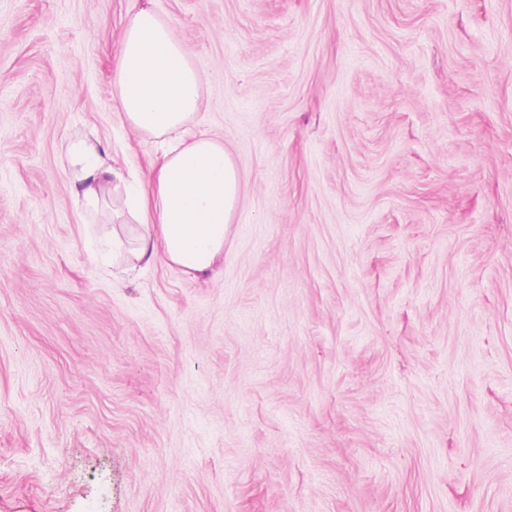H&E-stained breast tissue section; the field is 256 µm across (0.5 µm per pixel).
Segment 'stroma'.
<instances>
[{"instance_id": "1", "label": "stroma", "mask_w": 512, "mask_h": 512, "mask_svg": "<svg viewBox=\"0 0 512 512\" xmlns=\"http://www.w3.org/2000/svg\"><path fill=\"white\" fill-rule=\"evenodd\" d=\"M147 4L242 174L206 282L61 160L158 165ZM0 512H512V0H0Z\"/></svg>"}]
</instances>
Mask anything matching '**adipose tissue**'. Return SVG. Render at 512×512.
I'll list each match as a JSON object with an SVG mask.
<instances>
[{
	"instance_id": "1",
	"label": "adipose tissue",
	"mask_w": 512,
	"mask_h": 512,
	"mask_svg": "<svg viewBox=\"0 0 512 512\" xmlns=\"http://www.w3.org/2000/svg\"><path fill=\"white\" fill-rule=\"evenodd\" d=\"M113 82L114 108L130 128L158 139L161 155L148 182L129 185L91 141L67 144L83 207L95 213L107 205L113 213L99 225V257L132 266L162 261L203 280L218 276L240 175L222 141L195 132L200 74L171 22L154 9L127 18Z\"/></svg>"
}]
</instances>
